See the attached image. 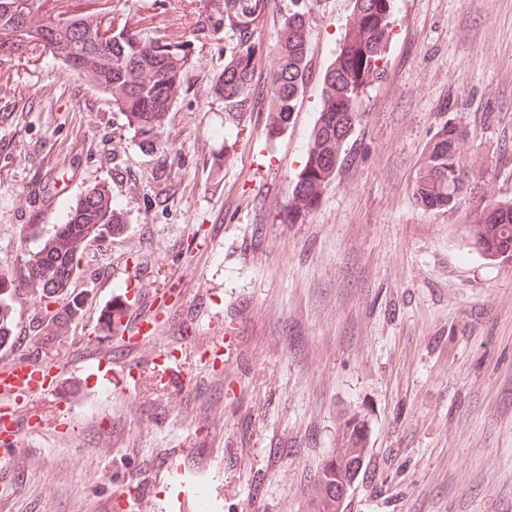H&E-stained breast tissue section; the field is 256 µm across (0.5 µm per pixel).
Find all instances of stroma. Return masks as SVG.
I'll list each match as a JSON object with an SVG mask.
<instances>
[{"label": "stroma", "mask_w": 512, "mask_h": 512, "mask_svg": "<svg viewBox=\"0 0 512 512\" xmlns=\"http://www.w3.org/2000/svg\"><path fill=\"white\" fill-rule=\"evenodd\" d=\"M113 28L188 39L192 60L163 128L142 149L110 95L52 57L25 61L0 36V276H11L94 186L123 222L78 246L56 328L27 283L10 309L0 366L24 357L88 365L84 401L60 424L37 394L0 446V512H310L318 472L355 418L368 454L345 512H512V261L470 247L465 225L512 198V0H393L390 36L317 208L289 222L322 77L351 0H309L304 94L288 129L268 134L267 75L225 128L216 91L239 36L198 34L224 0H95ZM291 0H267L249 34L278 50ZM469 148L456 205L412 195L444 125ZM279 197L271 211L266 196ZM167 292L168 319L131 347L95 332L103 292ZM223 339L220 356L208 341ZM178 478L157 480L166 463Z\"/></svg>", "instance_id": "obj_1"}]
</instances>
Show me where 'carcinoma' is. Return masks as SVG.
Wrapping results in <instances>:
<instances>
[{
    "instance_id": "cac0c4a2",
    "label": "carcinoma",
    "mask_w": 512,
    "mask_h": 512,
    "mask_svg": "<svg viewBox=\"0 0 512 512\" xmlns=\"http://www.w3.org/2000/svg\"><path fill=\"white\" fill-rule=\"evenodd\" d=\"M17 0H0V33L18 37V46L26 60L37 61L44 54L77 71L91 73L95 87L112 92L113 85L126 87L115 99L117 109L126 114L144 150L154 153L167 149L162 128L171 110L170 88L179 82L188 57L186 43L158 42L136 32L119 29L111 37L105 31L111 24L87 21L73 13V0H32L34 7L47 8L46 24L33 30L16 13ZM266 0H225L224 25L241 36L237 52L224 64L218 91L224 97V121L233 126L248 106L254 68V48L246 38L250 25L260 16ZM288 12V48L281 67L270 75L268 89L273 103V127L288 128L293 112L304 93L305 60L308 33L303 27L304 0H291ZM392 0H354V9L362 13L365 41L358 54L336 60L323 76L328 101L310 135L304 167L292 189L288 208L289 222L312 211L320 191L331 181L341 163L344 145L355 125L358 113L354 103L364 90V78L380 74L378 62L386 48V30ZM461 133L443 126L431 139L424 165L413 182L416 202L432 210L454 207L463 188L465 172L457 144ZM122 222L118 202L106 204L96 188L88 190L69 205L66 223L59 225L44 246L30 255L15 277L0 281V342L11 336L9 321L1 314L13 303L15 282H35L45 289L44 302L68 287L78 268L74 251H61L51 243L70 233L99 237ZM467 241L490 260L512 256V201H492L484 206L475 223L467 225ZM367 454V441L360 424L347 419L340 448L325 461L317 478L313 512H345V500L338 487L351 486Z\"/></svg>"
}]
</instances>
